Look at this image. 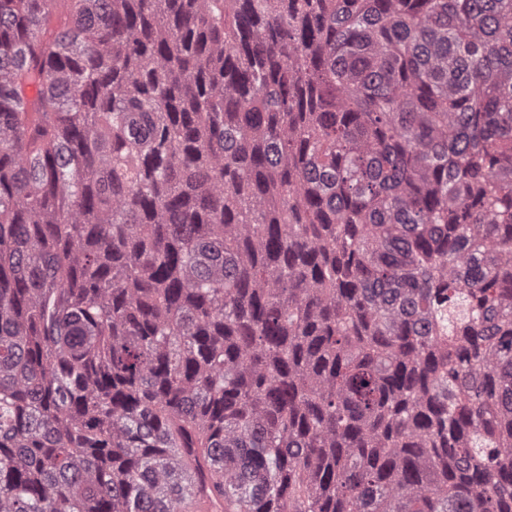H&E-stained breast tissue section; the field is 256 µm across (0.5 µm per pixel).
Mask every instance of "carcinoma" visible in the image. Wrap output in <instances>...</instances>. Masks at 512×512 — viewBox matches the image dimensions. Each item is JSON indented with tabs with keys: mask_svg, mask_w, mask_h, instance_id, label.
Instances as JSON below:
<instances>
[{
	"mask_svg": "<svg viewBox=\"0 0 512 512\" xmlns=\"http://www.w3.org/2000/svg\"><path fill=\"white\" fill-rule=\"evenodd\" d=\"M512 512V0H0V512Z\"/></svg>",
	"mask_w": 512,
	"mask_h": 512,
	"instance_id": "1",
	"label": "carcinoma"
}]
</instances>
